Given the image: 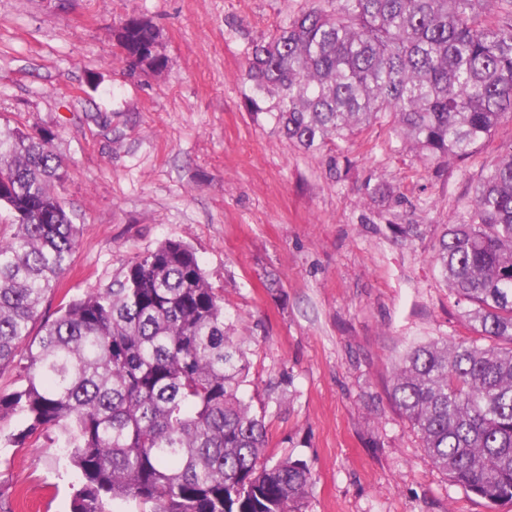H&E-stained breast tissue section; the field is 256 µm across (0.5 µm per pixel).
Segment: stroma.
<instances>
[{"mask_svg":"<svg viewBox=\"0 0 512 512\" xmlns=\"http://www.w3.org/2000/svg\"><path fill=\"white\" fill-rule=\"evenodd\" d=\"M311 0H0V130L49 132L79 229L61 297L121 279L170 238L195 252L245 340L242 387L265 457L306 460L300 512H512L452 486L394 407L396 356L470 331L432 256L512 145V117L466 162L424 167L388 124L316 150L245 108V49ZM136 14L166 67L130 74L113 30ZM57 430L0 446V512H70L80 474Z\"/></svg>","mask_w":512,"mask_h":512,"instance_id":"35a3bbf8","label":"stroma"}]
</instances>
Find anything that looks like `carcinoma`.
Instances as JSON below:
<instances>
[{"label": "carcinoma", "instance_id": "carcinoma-1", "mask_svg": "<svg viewBox=\"0 0 512 512\" xmlns=\"http://www.w3.org/2000/svg\"><path fill=\"white\" fill-rule=\"evenodd\" d=\"M249 43V111L293 144L327 141L392 117L426 165L470 157L512 115V0H332ZM131 72L166 66L139 16L114 33ZM67 175L48 138L0 133V420L19 447L55 427L79 471L71 512H299L311 471L261 461L265 416L240 394L249 362L224 299L181 239L136 255L122 278L30 324L70 268L78 228L55 196ZM434 262L470 338L412 345L390 398L452 485L512 501V145L483 177L470 217L445 225Z\"/></svg>", "mask_w": 512, "mask_h": 512}]
</instances>
